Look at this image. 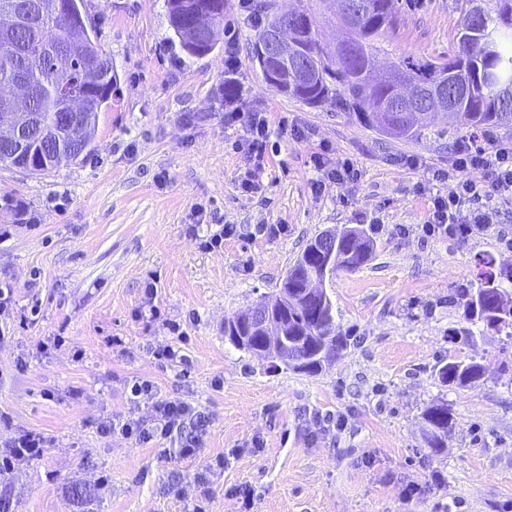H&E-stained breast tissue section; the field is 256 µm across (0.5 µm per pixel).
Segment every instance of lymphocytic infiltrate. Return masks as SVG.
I'll list each match as a JSON object with an SVG mask.
<instances>
[{"mask_svg": "<svg viewBox=\"0 0 512 512\" xmlns=\"http://www.w3.org/2000/svg\"><path fill=\"white\" fill-rule=\"evenodd\" d=\"M433 180H455L453 192L433 195L423 231L429 236L464 240L474 228L497 223L501 207L512 206V143L492 145L489 135L476 131L464 136L457 144L448 170L435 171ZM135 397L152 401L151 422L128 420L109 423V430H120L139 442L165 439L181 432V457L197 452L199 442L194 435L183 434L186 422L201 419L202 414L186 403H172L158 398L150 381H137L131 387Z\"/></svg>", "mask_w": 512, "mask_h": 512, "instance_id": "obj_1", "label": "lymphocytic infiltrate"}]
</instances>
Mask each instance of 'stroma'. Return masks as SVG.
<instances>
[{
  "label": "stroma",
  "mask_w": 512,
  "mask_h": 512,
  "mask_svg": "<svg viewBox=\"0 0 512 512\" xmlns=\"http://www.w3.org/2000/svg\"><path fill=\"white\" fill-rule=\"evenodd\" d=\"M300 3L335 46L330 0L279 6ZM85 4L118 75L92 151L41 174L0 163V206L24 211L0 209V411L11 417L0 446L22 432L47 439L12 458L10 512H84L66 496L74 482L96 488L94 512H239V489L252 512H512V339L481 324L468 343L448 336L463 314L449 294L483 259L512 268V208L460 242L421 230L431 192L454 187L431 174L468 127L438 120L421 139H394L333 102L284 95L255 62L260 25L239 0H224V29L203 56L180 47L166 0ZM397 7L380 61L446 60L460 0ZM254 112L269 120L260 160L245 145ZM283 116L304 138L282 131ZM317 152L331 166L352 159L360 180L314 189ZM224 224L235 235L205 249ZM346 226L366 229L374 250L328 286L350 337L336 361L310 375L235 348L225 319L274 291L307 240ZM169 346L177 359L159 360ZM451 359L485 373L469 388L442 385ZM136 379L207 417L193 457H179L176 434L142 443L100 431L151 420V402L130 393ZM441 402L453 428L432 448L422 414Z\"/></svg>",
  "instance_id": "35a3bbf8"
}]
</instances>
